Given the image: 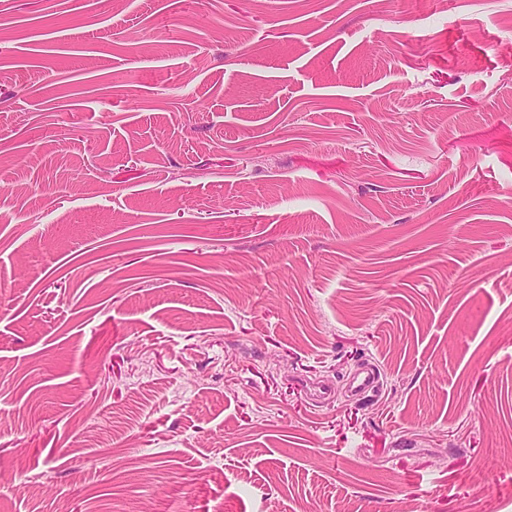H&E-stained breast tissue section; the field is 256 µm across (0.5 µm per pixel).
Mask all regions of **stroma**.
Returning <instances> with one entry per match:
<instances>
[{
  "mask_svg": "<svg viewBox=\"0 0 512 512\" xmlns=\"http://www.w3.org/2000/svg\"><path fill=\"white\" fill-rule=\"evenodd\" d=\"M1 278L0 512H512V0H0Z\"/></svg>",
  "mask_w": 512,
  "mask_h": 512,
  "instance_id": "35a3bbf8",
  "label": "stroma"
}]
</instances>
